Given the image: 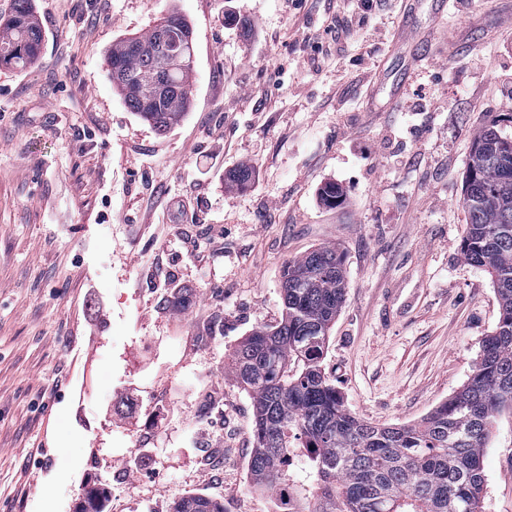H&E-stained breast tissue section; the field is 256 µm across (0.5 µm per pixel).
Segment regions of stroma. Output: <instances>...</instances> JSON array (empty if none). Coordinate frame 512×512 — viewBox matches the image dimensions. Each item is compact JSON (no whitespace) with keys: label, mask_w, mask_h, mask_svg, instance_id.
<instances>
[{"label":"stroma","mask_w":512,"mask_h":512,"mask_svg":"<svg viewBox=\"0 0 512 512\" xmlns=\"http://www.w3.org/2000/svg\"><path fill=\"white\" fill-rule=\"evenodd\" d=\"M35 8L40 58L0 67V506L74 512L118 473L135 494L106 512L196 494L272 512L229 353L280 322L285 264L320 245L344 257L322 368L352 415L412 423L467 381L499 304L461 260L459 200L477 130L512 135V0H458L440 20L431 0L407 20L401 0ZM172 8L193 27V101L160 135L105 60ZM427 28L409 62L395 33ZM243 165L240 188L226 175ZM484 469L483 512H512L510 414Z\"/></svg>","instance_id":"stroma-1"}]
</instances>
